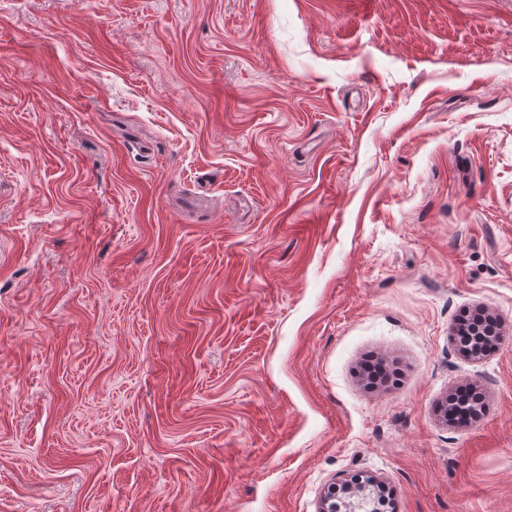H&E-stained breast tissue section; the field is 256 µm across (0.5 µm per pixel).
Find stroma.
<instances>
[{
    "label": "stroma",
    "mask_w": 512,
    "mask_h": 512,
    "mask_svg": "<svg viewBox=\"0 0 512 512\" xmlns=\"http://www.w3.org/2000/svg\"><path fill=\"white\" fill-rule=\"evenodd\" d=\"M356 476L512 512V0H0V512ZM487 325L488 328L486 329V331L489 333H493V336H477L469 342L458 341L460 347L465 353H471L476 349H481L484 351L491 349L492 347L495 346L496 336L497 341L501 342L503 340V334L500 332V329L497 327L495 322H492Z\"/></svg>",
    "instance_id": "1"
}]
</instances>
